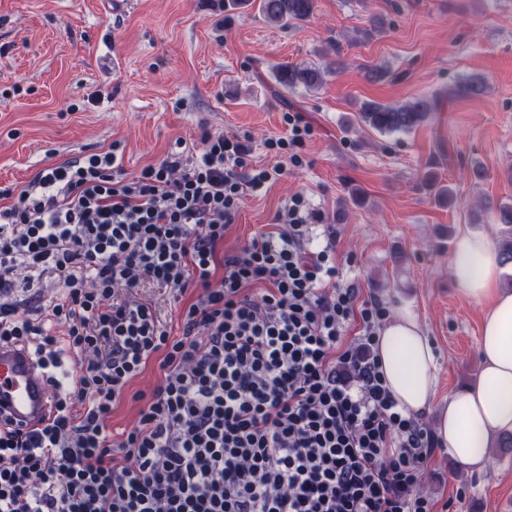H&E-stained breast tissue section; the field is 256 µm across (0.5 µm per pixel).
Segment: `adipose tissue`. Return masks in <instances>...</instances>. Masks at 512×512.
Instances as JSON below:
<instances>
[{"label": "adipose tissue", "instance_id": "ef3b65f1", "mask_svg": "<svg viewBox=\"0 0 512 512\" xmlns=\"http://www.w3.org/2000/svg\"><path fill=\"white\" fill-rule=\"evenodd\" d=\"M451 267L460 293L486 304L476 387L451 394L436 421V438L468 473L483 472L495 441L512 435V289L501 284L499 250L485 233L464 231ZM385 383L400 409L428 411L436 388L433 345L407 308L382 326L376 345Z\"/></svg>", "mask_w": 512, "mask_h": 512}]
</instances>
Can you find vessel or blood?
Masks as SVG:
<instances>
[{
    "label": "vessel or blood",
    "instance_id": "obj_1",
    "mask_svg": "<svg viewBox=\"0 0 512 512\" xmlns=\"http://www.w3.org/2000/svg\"><path fill=\"white\" fill-rule=\"evenodd\" d=\"M50 408L45 380L29 352L0 346V420L32 430Z\"/></svg>",
    "mask_w": 512,
    "mask_h": 512
}]
</instances>
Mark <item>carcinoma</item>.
I'll return each mask as SVG.
<instances>
[{
    "label": "carcinoma",
    "instance_id": "obj_1",
    "mask_svg": "<svg viewBox=\"0 0 512 512\" xmlns=\"http://www.w3.org/2000/svg\"><path fill=\"white\" fill-rule=\"evenodd\" d=\"M255 3L258 4V11L266 22L281 28L308 19L315 8V0H229L228 6L244 8ZM275 78L288 90L299 87L312 90L323 83V74L320 68L314 65L282 67L276 71ZM484 91L483 77L474 76L458 83L448 92V99L472 98L483 94ZM440 109L441 96L422 94L398 106L364 103L360 106L358 117L365 126L380 133L409 132ZM498 219L500 223L511 227L508 236L502 240L501 263L512 264V206L499 208Z\"/></svg>",
    "mask_w": 512,
    "mask_h": 512
}]
</instances>
